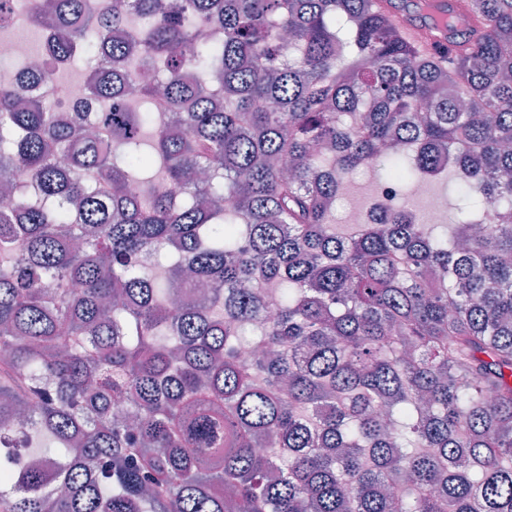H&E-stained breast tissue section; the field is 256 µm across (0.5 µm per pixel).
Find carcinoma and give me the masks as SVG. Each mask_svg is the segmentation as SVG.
Returning <instances> with one entry per match:
<instances>
[{
  "label": "carcinoma",
  "mask_w": 512,
  "mask_h": 512,
  "mask_svg": "<svg viewBox=\"0 0 512 512\" xmlns=\"http://www.w3.org/2000/svg\"><path fill=\"white\" fill-rule=\"evenodd\" d=\"M468 4L446 58L377 0L27 13L0 512H512V0ZM78 55L90 111L24 99ZM383 148L398 191L454 173L447 233L336 223Z\"/></svg>",
  "instance_id": "obj_1"
}]
</instances>
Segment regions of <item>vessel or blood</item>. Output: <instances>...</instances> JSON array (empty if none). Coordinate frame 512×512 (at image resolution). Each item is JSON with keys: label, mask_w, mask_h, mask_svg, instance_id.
I'll return each instance as SVG.
<instances>
[{"label": "vessel or blood", "mask_w": 512, "mask_h": 512, "mask_svg": "<svg viewBox=\"0 0 512 512\" xmlns=\"http://www.w3.org/2000/svg\"><path fill=\"white\" fill-rule=\"evenodd\" d=\"M379 7L387 12H395L407 38H416L420 30L432 27L437 31L432 37L428 50L436 55H444L449 48V19H456L458 26L469 21V7L466 0H423L420 8L396 9L392 0H379Z\"/></svg>", "instance_id": "vessel-or-blood-1"}]
</instances>
